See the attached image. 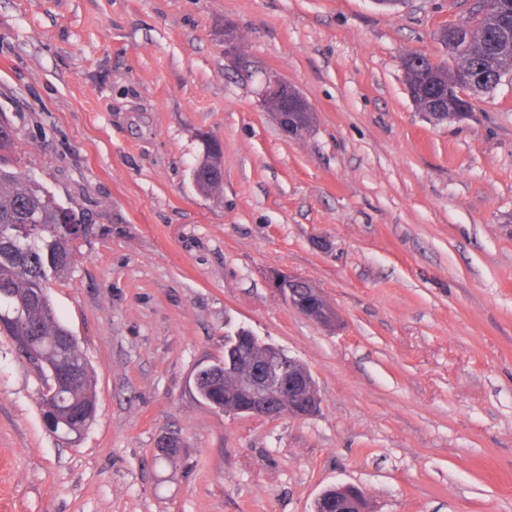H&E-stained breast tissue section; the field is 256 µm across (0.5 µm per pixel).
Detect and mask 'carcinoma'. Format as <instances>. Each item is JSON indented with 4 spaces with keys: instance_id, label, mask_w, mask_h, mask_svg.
I'll return each mask as SVG.
<instances>
[{
    "instance_id": "1",
    "label": "carcinoma",
    "mask_w": 512,
    "mask_h": 512,
    "mask_svg": "<svg viewBox=\"0 0 512 512\" xmlns=\"http://www.w3.org/2000/svg\"><path fill=\"white\" fill-rule=\"evenodd\" d=\"M481 18L464 26L462 37L451 61H426L442 80L453 84L462 72L480 76L483 84H498L512 72V41L497 35L512 29V0H482ZM13 133L0 128V332L10 337L28 336L39 352L37 367L46 377L60 359L58 345L67 341L68 355L83 366L82 382L65 388L60 399L49 402L40 397V411L46 429L52 434L74 437V425L91 423L95 416L92 379L78 342L61 322L48 296L53 279L68 276L74 261V244L80 215L60 204L37 182L15 171ZM194 176L198 188L206 193L222 185V149L208 146ZM241 370L250 361L272 353H288L260 340L243 328L237 333ZM197 391L208 405L218 410L234 408L243 394L235 378L224 374V361L201 369ZM352 506L346 492L331 488L315 503L314 512H343Z\"/></svg>"
}]
</instances>
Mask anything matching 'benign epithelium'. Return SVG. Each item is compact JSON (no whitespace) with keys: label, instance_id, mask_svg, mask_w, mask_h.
I'll return each mask as SVG.
<instances>
[{"label":"benign epithelium","instance_id":"1","mask_svg":"<svg viewBox=\"0 0 512 512\" xmlns=\"http://www.w3.org/2000/svg\"><path fill=\"white\" fill-rule=\"evenodd\" d=\"M224 56L231 66L243 63L236 35L231 26L224 28ZM458 88L445 89L437 80L428 78L422 84L407 83L411 99L420 95L440 103L447 101V109L428 113L434 120L442 115L456 122L474 118L473 100L476 95L495 85L482 88L477 78L464 74L457 80ZM261 106L271 112L281 132L298 138L307 132L312 123L313 112L306 99L288 81L277 76L266 79L261 97ZM271 288L291 308L314 323L336 330L340 326L337 311L322 293L309 281L295 275L274 271L270 275ZM244 399L231 413L261 419L305 418L315 414L320 407V397L310 369L297 359L286 362L275 357H266L252 363L243 374Z\"/></svg>","mask_w":512,"mask_h":512}]
</instances>
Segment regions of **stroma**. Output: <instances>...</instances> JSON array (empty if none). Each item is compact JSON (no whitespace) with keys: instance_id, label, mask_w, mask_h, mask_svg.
<instances>
[{"instance_id":"stroma-1","label":"stroma","mask_w":512,"mask_h":512,"mask_svg":"<svg viewBox=\"0 0 512 512\" xmlns=\"http://www.w3.org/2000/svg\"><path fill=\"white\" fill-rule=\"evenodd\" d=\"M473 3L0 0L17 167L89 226L48 293L97 402L78 441L49 433L45 380L0 335V512H312L336 484L369 512H512V73L455 123L416 108L401 66L445 57L438 29ZM270 75L309 102V133L261 106ZM273 270L340 329L290 308ZM242 327L309 367L315 415L201 400L197 371ZM194 176L198 188L204 193L216 190L222 185V149L217 142L208 146L204 159L194 171ZM270 283L282 300L309 320L330 330L339 328L337 311L309 281L283 271H274L270 275ZM313 300H318V308L312 310L307 305Z\"/></svg>"}]
</instances>
